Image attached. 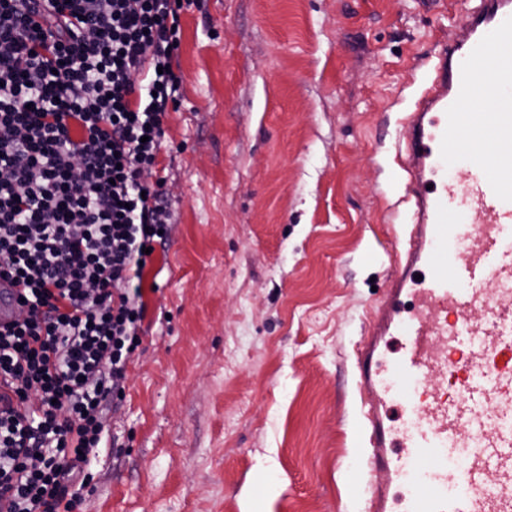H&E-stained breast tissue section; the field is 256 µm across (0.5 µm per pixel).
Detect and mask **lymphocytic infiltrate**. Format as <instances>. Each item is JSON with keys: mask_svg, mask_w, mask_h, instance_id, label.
<instances>
[{"mask_svg": "<svg viewBox=\"0 0 512 512\" xmlns=\"http://www.w3.org/2000/svg\"><path fill=\"white\" fill-rule=\"evenodd\" d=\"M194 0H0V499L74 512L141 340L153 179Z\"/></svg>", "mask_w": 512, "mask_h": 512, "instance_id": "1", "label": "lymphocytic infiltrate"}]
</instances>
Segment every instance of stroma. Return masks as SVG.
<instances>
[{
  "label": "stroma",
  "mask_w": 512,
  "mask_h": 512,
  "mask_svg": "<svg viewBox=\"0 0 512 512\" xmlns=\"http://www.w3.org/2000/svg\"><path fill=\"white\" fill-rule=\"evenodd\" d=\"M462 0H196L157 171L171 231L75 512H365L356 351L400 149Z\"/></svg>",
  "instance_id": "obj_1"
}]
</instances>
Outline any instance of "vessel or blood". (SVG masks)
I'll use <instances>...</instances> for the list:
<instances>
[{
    "instance_id": "b4317fda",
    "label": "vessel or blood",
    "mask_w": 512,
    "mask_h": 512,
    "mask_svg": "<svg viewBox=\"0 0 512 512\" xmlns=\"http://www.w3.org/2000/svg\"><path fill=\"white\" fill-rule=\"evenodd\" d=\"M454 25L408 118L411 218L358 357L367 512H390L397 483L403 512H512V0H478ZM476 88L479 125L466 114ZM489 130L498 140L479 148ZM388 336L401 339L389 362Z\"/></svg>"
}]
</instances>
